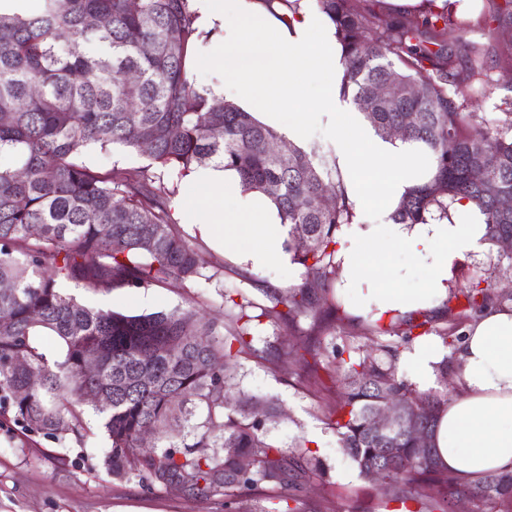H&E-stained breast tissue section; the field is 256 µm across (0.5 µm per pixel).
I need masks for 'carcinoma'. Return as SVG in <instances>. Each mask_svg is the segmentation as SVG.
I'll return each instance as SVG.
<instances>
[{
    "instance_id": "1",
    "label": "carcinoma",
    "mask_w": 512,
    "mask_h": 512,
    "mask_svg": "<svg viewBox=\"0 0 512 512\" xmlns=\"http://www.w3.org/2000/svg\"><path fill=\"white\" fill-rule=\"evenodd\" d=\"M188 2L139 0L132 9L129 0H38L27 15L0 11V150L13 155V165L0 166V316L9 317L0 323V416L64 448L101 434L108 474L148 488L177 483L202 500L222 497L224 512H306L288 494L289 478L323 474V464L303 443L289 454L269 442L279 407L234 387L235 358L251 349L250 308L291 324L323 308L341 311L329 290L337 232L352 223L353 207L316 151L290 145L287 154H273L269 145L281 140L273 128L198 90L189 71L196 28ZM315 2L343 45L342 92L352 94L377 134L390 138L409 115L420 116L401 140L422 144L435 173L403 197L393 222L424 224L433 210L446 215L466 199L484 216L491 245L512 237V210L498 207L500 196L512 195V117L489 129L467 111L468 98L488 86V56L474 43L446 42L447 30L464 32L466 23L449 7L379 23L358 0ZM491 24L512 28V0H497L485 21ZM384 83L396 88L389 104L374 93ZM146 137L153 141L147 152ZM95 145L143 152L149 163L94 169L82 155ZM486 152L497 165L477 184L469 171ZM217 158L237 170L246 189L272 201L289 228L285 249L294 263L317 270V280L266 289L259 306L244 295L229 298L221 323L194 305L124 315L83 305L60 288L68 282L97 294L171 281L196 288L215 278L220 269L208 270L181 234L175 191L163 175L185 176ZM327 190L329 209L319 205ZM482 282L479 276L459 290L460 314L493 303ZM383 331L389 339L374 351L346 344L329 361L345 395L327 425L359 475L380 470L381 492L400 512H450L464 496L512 504V473L461 484L432 449L410 442L415 426L433 435L448 403L445 390L418 391L397 367L401 352L432 332L431 319ZM42 334L56 338V353L43 349ZM93 353L100 368L88 377L83 361ZM145 368L152 371L147 382L140 379ZM33 377L41 384L29 390ZM92 392L110 396L112 405L97 407ZM395 398L404 402L402 423L387 436L371 434L370 415ZM174 425L179 442L141 450L143 433ZM241 457L252 465L241 468Z\"/></svg>"
}]
</instances>
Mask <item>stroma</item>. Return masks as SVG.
I'll use <instances>...</instances> for the list:
<instances>
[{
  "instance_id": "stroma-1",
  "label": "stroma",
  "mask_w": 512,
  "mask_h": 512,
  "mask_svg": "<svg viewBox=\"0 0 512 512\" xmlns=\"http://www.w3.org/2000/svg\"><path fill=\"white\" fill-rule=\"evenodd\" d=\"M491 0H477L465 11L470 23L465 34L449 32V40L466 41L496 48L497 62L487 91L473 95L469 111L489 126L505 118L504 99L512 98V32H493L483 23ZM341 130L330 115L314 116L297 145L316 150L327 163L336 160ZM185 236L199 243L210 265L222 273L196 288L176 283L147 288H123L109 294H90L73 284L66 293L78 302L137 315L148 314L192 301L206 304L210 317H220L226 296L246 293L264 303V288L301 283L306 270L292 262H274L263 267L245 261L233 248L218 249L211 238L192 224H182ZM253 274L256 285L242 280ZM487 277L492 293L500 295L512 284V259L486 249L459 263L448 280L450 291L467 287L472 276ZM298 330L261 319L253 327L254 353L240 355L234 383L252 394L276 398L280 424L270 438L287 448L307 440L327 468L325 477L299 474L289 485V494L299 496L307 512H388L375 486L360 477L344 455L333 431L327 426L328 408L342 395L328 367L334 346L350 342L370 349L378 337L373 323L351 316L318 319L301 317ZM107 447L102 436L89 438L85 447L62 448L41 435L27 438L20 426L0 418V512H224V500H199L176 489L147 488L137 480H119L108 475L103 461Z\"/></svg>"
}]
</instances>
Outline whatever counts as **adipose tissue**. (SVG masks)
<instances>
[{
    "mask_svg": "<svg viewBox=\"0 0 512 512\" xmlns=\"http://www.w3.org/2000/svg\"><path fill=\"white\" fill-rule=\"evenodd\" d=\"M190 9L199 33L192 53L223 64L224 77L210 84V95L263 114L290 140L301 137L313 112L349 111L338 84L317 98L298 78L303 71L342 72V46L325 15L304 7L291 12L267 0H190ZM419 150L416 144L373 138L368 125L357 123L346 129L338 154L355 211L379 217L375 224H354L341 250L347 287L355 296L352 312L373 321H405L442 306L451 269L486 243L483 217L467 200L452 204L449 219L440 222L393 223L390 215L401 198L434 175ZM172 207L175 218L198 225L217 246L243 251L258 266L276 259V247L288 234L270 200L243 191L237 172L220 162L187 176ZM387 235L426 269L424 288H402L399 269L380 261ZM465 334L453 355L461 369L460 389L439 414L434 446L450 474L474 481L512 473V307L484 310ZM442 356L438 339L420 338L401 353L398 365L415 389L426 391L436 384Z\"/></svg>",
    "mask_w": 512,
    "mask_h": 512,
    "instance_id": "ef3b65f1",
    "label": "adipose tissue"
}]
</instances>
